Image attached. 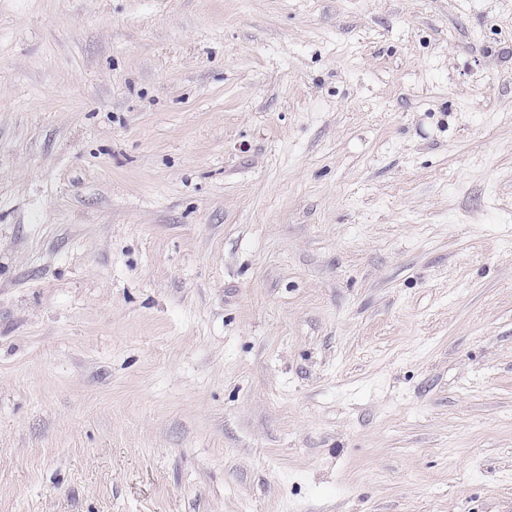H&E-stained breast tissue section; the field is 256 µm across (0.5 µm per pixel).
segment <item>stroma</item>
I'll use <instances>...</instances> for the list:
<instances>
[{
    "label": "stroma",
    "instance_id": "stroma-1",
    "mask_svg": "<svg viewBox=\"0 0 512 512\" xmlns=\"http://www.w3.org/2000/svg\"><path fill=\"white\" fill-rule=\"evenodd\" d=\"M0 512H512V0H0Z\"/></svg>",
    "mask_w": 512,
    "mask_h": 512
}]
</instances>
